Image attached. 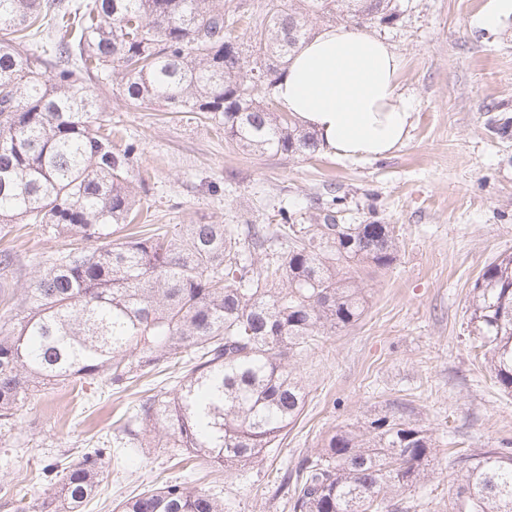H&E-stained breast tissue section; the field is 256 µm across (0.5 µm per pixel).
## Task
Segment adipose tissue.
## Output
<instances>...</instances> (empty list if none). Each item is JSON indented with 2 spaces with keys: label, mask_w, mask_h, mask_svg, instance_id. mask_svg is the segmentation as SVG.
Returning a JSON list of instances; mask_svg holds the SVG:
<instances>
[{
  "label": "adipose tissue",
  "mask_w": 512,
  "mask_h": 512,
  "mask_svg": "<svg viewBox=\"0 0 512 512\" xmlns=\"http://www.w3.org/2000/svg\"><path fill=\"white\" fill-rule=\"evenodd\" d=\"M403 62L385 40L337 25L307 41L274 88L284 111L316 131L323 147L354 159L389 156L411 112L399 93Z\"/></svg>",
  "instance_id": "ef3b65f1"
}]
</instances>
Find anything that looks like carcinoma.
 Segmentation results:
<instances>
[{"label":"carcinoma","mask_w":512,"mask_h":512,"mask_svg":"<svg viewBox=\"0 0 512 512\" xmlns=\"http://www.w3.org/2000/svg\"><path fill=\"white\" fill-rule=\"evenodd\" d=\"M267 0L247 50L226 0H0V224H26L68 247L39 263L0 325V425L31 397L101 378L120 389L183 366L173 396L141 397L112 440H159L189 457L245 471L294 425L307 391L297 359L359 320L358 273L389 268V224H181L119 231L143 214L134 159L118 143L85 76L112 77L139 105L210 120L243 154L307 157L317 134L277 112L280 67L309 37V18L389 22L391 0ZM265 77L256 84L253 78ZM270 250L272 259L257 257ZM470 323L494 379L512 394V256L486 265ZM102 442L62 470L32 512H83L103 476ZM433 457L428 430L394 412L340 427L283 477L290 512H409ZM451 512H512V452H456ZM115 512H224L205 489L167 480Z\"/></svg>","instance_id":"1"}]
</instances>
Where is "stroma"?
<instances>
[{
	"label": "stroma",
	"mask_w": 512,
	"mask_h": 512,
	"mask_svg": "<svg viewBox=\"0 0 512 512\" xmlns=\"http://www.w3.org/2000/svg\"><path fill=\"white\" fill-rule=\"evenodd\" d=\"M485 0H393L392 23L371 26L403 60L400 94L410 105L407 139L378 160L325 151L314 157L246 155L211 124L136 106L93 80L99 104L126 139L139 140L134 167L150 179L138 195L153 224L277 223L288 208L315 223L338 199L342 224H389L400 240L394 264L361 275L367 305L353 326L322 340L299 363L309 391L303 415L248 476L205 462L199 486L224 498L228 512H289L277 487L285 471L320 448L335 429L401 411L432 436L436 456L415 512H448L457 477L449 448H497L512 441V395L475 355L470 290L484 266L512 254V135L492 130L512 118V17L492 31L470 21ZM60 238L0 230L12 270L0 289L21 292L39 257ZM116 393L102 379L82 395L60 387L34 395L15 425L0 426V497H40L44 466L77 458L89 441L109 440L139 392ZM184 468L170 448H134L104 480L84 512L117 502Z\"/></svg>",
	"instance_id": "stroma-1"
}]
</instances>
